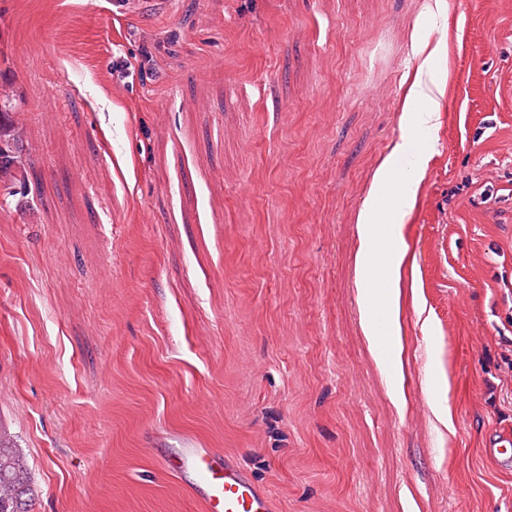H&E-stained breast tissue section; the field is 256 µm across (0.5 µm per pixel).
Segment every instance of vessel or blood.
Instances as JSON below:
<instances>
[{"label":"vessel or blood","mask_w":512,"mask_h":512,"mask_svg":"<svg viewBox=\"0 0 512 512\" xmlns=\"http://www.w3.org/2000/svg\"><path fill=\"white\" fill-rule=\"evenodd\" d=\"M484 451L497 464H512V429L489 435ZM164 462L171 472L192 473V488L201 492L204 512H271L268 492L219 450L188 441Z\"/></svg>","instance_id":"obj_1"}]
</instances>
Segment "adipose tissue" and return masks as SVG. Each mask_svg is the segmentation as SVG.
I'll use <instances>...</instances> for the list:
<instances>
[{"label": "adipose tissue", "instance_id": "ef3b65f1", "mask_svg": "<svg viewBox=\"0 0 512 512\" xmlns=\"http://www.w3.org/2000/svg\"><path fill=\"white\" fill-rule=\"evenodd\" d=\"M439 53V47L431 46L429 40L418 41L421 61L405 94L400 117L405 132L376 168L356 220L361 327L372 357L399 404L404 398L398 312L406 248L393 227L402 222L424 177L427 150L417 136L430 131L438 117L440 83L433 73V60Z\"/></svg>", "mask_w": 512, "mask_h": 512}]
</instances>
